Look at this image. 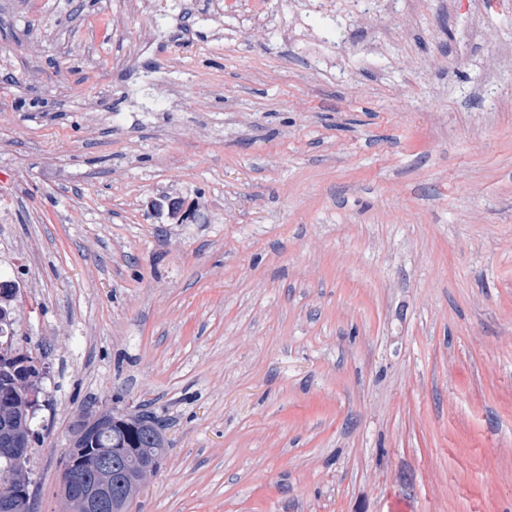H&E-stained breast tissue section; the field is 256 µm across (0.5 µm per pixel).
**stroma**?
<instances>
[{
    "label": "stroma",
    "instance_id": "35a3bbf8",
    "mask_svg": "<svg viewBox=\"0 0 512 512\" xmlns=\"http://www.w3.org/2000/svg\"><path fill=\"white\" fill-rule=\"evenodd\" d=\"M223 2L0 0L34 512L112 409L132 512H512V0Z\"/></svg>",
    "mask_w": 512,
    "mask_h": 512
}]
</instances>
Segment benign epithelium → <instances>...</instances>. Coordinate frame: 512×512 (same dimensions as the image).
<instances>
[{
    "instance_id": "1",
    "label": "benign epithelium",
    "mask_w": 512,
    "mask_h": 512,
    "mask_svg": "<svg viewBox=\"0 0 512 512\" xmlns=\"http://www.w3.org/2000/svg\"><path fill=\"white\" fill-rule=\"evenodd\" d=\"M26 399L18 405L12 401H0V444L11 448H23L21 432L15 428L18 421L24 417L33 416L34 410L39 408L38 388L32 381H25ZM133 421L150 427L152 434L162 435L158 422L150 417L140 416L127 411L113 410L102 412L79 421L76 437H81L89 431L108 433L116 424L131 423ZM107 449L100 448L89 453L85 458L88 469L98 475V479L91 485H77L71 477L70 465L66 462L61 465V481L68 492L67 502L69 512H110L114 509L112 497V474L104 466ZM161 464L158 455L147 454L139 463V480L146 483L156 475ZM29 467L24 454L13 460V465L7 475L0 479V512H17L20 499L24 496L28 484Z\"/></svg>"
}]
</instances>
